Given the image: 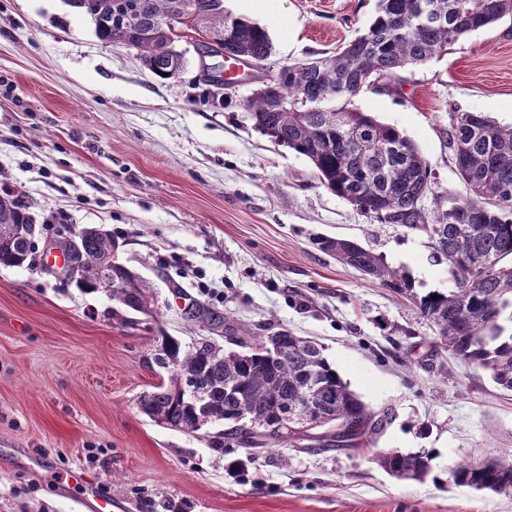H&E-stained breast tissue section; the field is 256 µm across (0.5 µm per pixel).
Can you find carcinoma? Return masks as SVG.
Listing matches in <instances>:
<instances>
[{
	"mask_svg": "<svg viewBox=\"0 0 512 512\" xmlns=\"http://www.w3.org/2000/svg\"><path fill=\"white\" fill-rule=\"evenodd\" d=\"M90 18L106 44H132L155 76L175 77L185 58L176 48L177 34L166 25L181 17L196 34L230 33L225 50L243 61L273 55L264 28L233 15L224 0H66ZM130 8L138 23L122 28L114 15ZM512 20V0H379L368 29L325 58L292 63L280 70L262 92L243 102L256 130L276 144L305 156L321 183L363 215L397 224L431 238L442 255L464 264L448 267L455 288L419 295L403 274L381 257L350 240L319 237V250L341 264L382 282L411 303L438 329L440 342L463 363L487 372L494 383L512 391V333L501 324L512 308V126H500L481 112H458L448 131L460 178L468 197L433 193V174L414 141L394 125L352 108L353 99L373 81L395 84L408 66L420 65L461 37L499 21ZM320 102L302 104L303 98ZM433 195L434 208L423 200ZM33 218L18 196L0 194V266L21 267L34 250ZM115 244L106 231L88 228L75 249L76 287L102 290L127 311L154 316L156 293L132 268L119 267ZM186 320L213 330L224 316L198 303ZM280 350L267 357L268 336L239 340L242 350H226L208 337L189 344L166 334L155 340L154 363L166 380L138 398L144 415L157 424L185 431L197 420L189 400L203 402L206 425L224 422L223 443L247 451L269 443L298 448L309 440L293 428L266 433V427L310 400L326 416L325 426L342 428L317 438L327 448L357 449L372 443L383 418L342 379L315 342L287 331L277 334ZM247 417L256 432L241 439L239 419ZM374 460L388 474L424 481L434 474L429 451L379 450ZM457 486L494 493L512 489V464L489 452L478 461L451 469Z\"/></svg>",
	"mask_w": 512,
	"mask_h": 512,
	"instance_id": "cac0c4a2",
	"label": "carcinoma"
}]
</instances>
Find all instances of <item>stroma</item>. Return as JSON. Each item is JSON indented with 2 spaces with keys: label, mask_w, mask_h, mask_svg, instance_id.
I'll return each instance as SVG.
<instances>
[{
  "label": "stroma",
  "mask_w": 512,
  "mask_h": 512,
  "mask_svg": "<svg viewBox=\"0 0 512 512\" xmlns=\"http://www.w3.org/2000/svg\"><path fill=\"white\" fill-rule=\"evenodd\" d=\"M224 5L268 32L280 65L332 55L378 11V0ZM400 77L354 108L416 143L437 193L467 196L451 116L512 124V22ZM253 89L209 90L192 52L159 79L64 0H0V178L35 224L30 264L0 267V512H95L90 482L112 512H512V490L399 480L375 464L379 449L433 451L443 476L489 452L512 464V393L455 358L409 301L318 249L321 235L356 240L418 293L452 287L425 235L361 215L256 130L241 106ZM91 226L153 284L158 318L122 321L107 293L57 275L54 244ZM192 301L224 315L221 346L278 331L322 345L386 415L374 443L262 448L239 479L227 464L241 448L217 443L223 423L193 435L150 421L136 402L164 376L153 338L201 336L180 311Z\"/></svg>",
  "instance_id": "35a3bbf8"
}]
</instances>
